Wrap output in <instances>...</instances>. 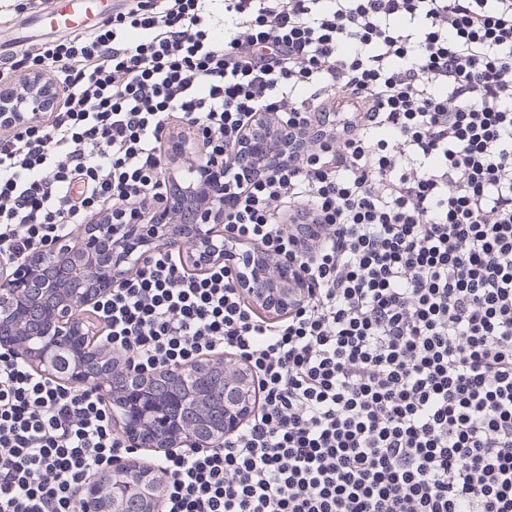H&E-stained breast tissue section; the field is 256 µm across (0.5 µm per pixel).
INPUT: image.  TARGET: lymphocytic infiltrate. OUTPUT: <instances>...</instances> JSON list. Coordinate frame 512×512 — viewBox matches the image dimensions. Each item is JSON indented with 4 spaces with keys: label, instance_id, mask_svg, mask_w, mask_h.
Instances as JSON below:
<instances>
[{
    "label": "lymphocytic infiltrate",
    "instance_id": "f902f5d3",
    "mask_svg": "<svg viewBox=\"0 0 512 512\" xmlns=\"http://www.w3.org/2000/svg\"><path fill=\"white\" fill-rule=\"evenodd\" d=\"M211 2L25 49L61 101L0 113V250L162 206L164 144L203 136L225 230L309 286L269 320L158 249L96 308L126 368L220 349L255 383L223 447L156 459L162 512H512V0H224L220 45ZM266 115L283 159L238 182ZM138 454L96 391L0 353V512H77Z\"/></svg>",
    "mask_w": 512,
    "mask_h": 512
}]
</instances>
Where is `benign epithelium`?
<instances>
[{
  "instance_id": "benign-epithelium-1",
  "label": "benign epithelium",
  "mask_w": 512,
  "mask_h": 512,
  "mask_svg": "<svg viewBox=\"0 0 512 512\" xmlns=\"http://www.w3.org/2000/svg\"><path fill=\"white\" fill-rule=\"evenodd\" d=\"M51 71L35 73L23 99L0 95V112H45L54 103ZM260 158L281 160L271 132L256 128L240 142L232 159L240 173ZM205 185L207 200L199 206L179 191L163 209L129 224H86L74 238L39 246L0 275V346L27 366L45 368L57 378L98 390L112 405L129 439L139 448H219L252 416L251 384L246 372L222 358L202 357L186 367H168L151 377L123 372L108 356L111 348L94 342L87 308L128 278L132 269L155 248L188 254L194 267L215 260L235 270L236 287L250 292L269 311L290 310L308 282L297 268L275 263L260 249L242 252L224 237V164L200 162L193 171ZM40 337L34 347L31 340ZM224 383V424L210 427L180 421L174 408L183 394L202 395L213 375ZM175 386L166 406L145 400L158 382ZM163 475L152 466L131 470L122 462L113 471H97L85 483L77 512H120L121 494H138L161 512Z\"/></svg>"
}]
</instances>
